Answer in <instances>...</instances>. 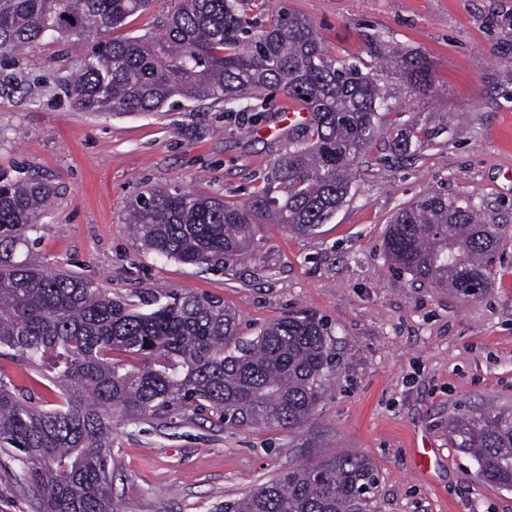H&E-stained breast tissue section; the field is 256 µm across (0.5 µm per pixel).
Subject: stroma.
Returning a JSON list of instances; mask_svg holds the SVG:
<instances>
[{"label": "stroma", "instance_id": "obj_1", "mask_svg": "<svg viewBox=\"0 0 512 512\" xmlns=\"http://www.w3.org/2000/svg\"><path fill=\"white\" fill-rule=\"evenodd\" d=\"M254 17L279 7L308 18L329 54L378 80L386 102L345 203L314 233L261 225L256 260L210 269L146 251L129 205L151 188L217 196L243 206L287 153L291 99L270 93L261 120L223 104L187 102L148 113L76 110L62 77L82 56L52 36L0 53V168L56 188L18 243L14 262L99 283L149 312L175 295L223 301L238 336L285 316L312 315L331 338L321 399L294 429L219 424L210 412L112 421V496L119 512H212L288 469L331 452L362 453L377 482L364 512H512V490L475 477L454 418L512 409V0H250ZM431 64L433 92H414L393 52ZM441 127L408 156L397 132ZM439 193L470 199L497 225L500 263L478 297L392 269L393 215ZM0 379L54 407L45 367L0 357ZM0 454V512H37Z\"/></svg>", "mask_w": 512, "mask_h": 512}]
</instances>
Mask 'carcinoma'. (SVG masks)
I'll use <instances>...</instances> for the list:
<instances>
[{"label":"carcinoma","instance_id":"1","mask_svg":"<svg viewBox=\"0 0 512 512\" xmlns=\"http://www.w3.org/2000/svg\"><path fill=\"white\" fill-rule=\"evenodd\" d=\"M153 0H0V50L46 35L85 43L63 81L86 112H158L181 102L245 104L264 117L266 94L280 91L311 112L308 133L289 139L268 186L245 206L186 191L152 189L130 206L146 249L183 264L218 267L253 255L267 220L309 234L345 201L355 167L375 134L384 102L377 80L324 49L306 17L276 9L264 21L247 0H178L160 36L113 37ZM415 91L433 84L430 63L405 55ZM438 135L410 128L395 153ZM55 188L0 170V354L27 364L53 360L58 407L30 405L0 378V452L18 462L17 484L39 512H118L112 499V415L152 419L209 410L248 428H296L317 406L330 346L314 317H284L250 341L236 337V313L187 294L143 313L93 281L12 262ZM498 249L494 225L470 200L438 193L399 210L385 251L393 268L438 288L477 296L491 283ZM453 433L485 482L512 489V411L456 419ZM375 482L359 453H337L291 469L214 512H352Z\"/></svg>","mask_w":512,"mask_h":512}]
</instances>
